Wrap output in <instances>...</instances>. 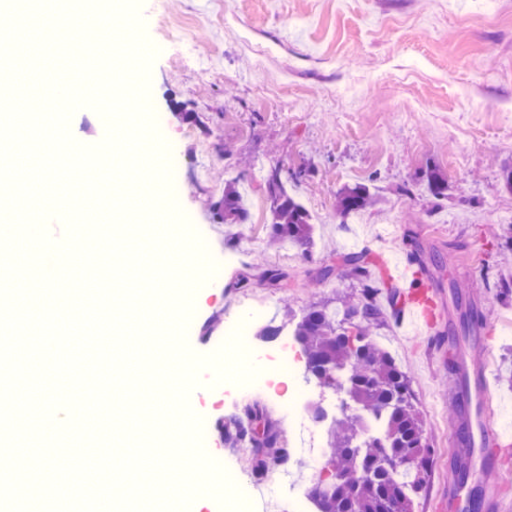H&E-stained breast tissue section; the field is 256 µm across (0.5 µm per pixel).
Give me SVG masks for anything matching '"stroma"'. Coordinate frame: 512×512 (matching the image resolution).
<instances>
[{"instance_id": "1", "label": "stroma", "mask_w": 512, "mask_h": 512, "mask_svg": "<svg viewBox=\"0 0 512 512\" xmlns=\"http://www.w3.org/2000/svg\"><path fill=\"white\" fill-rule=\"evenodd\" d=\"M138 15L155 53L151 121L182 164L178 190L166 193L163 207L189 231L197 257L223 268L190 292L189 351L217 354L226 312L252 319L253 352L244 362L261 379L256 397L281 437H290L285 394L271 390L273 362L292 339L284 313L298 317L355 293L349 279L317 276L344 254L365 248L376 261L396 263L414 248L433 255L429 276L441 290L428 332L412 334L384 294L373 331L408 374L434 449L415 512H448V487L465 454L451 442L448 340L462 338L463 320L480 312L490 315V411L502 431L497 465L483 484L499 486L504 512H512V383L504 378L512 296L491 287L512 280V191L501 172L512 166V0L480 8L475 0H138ZM187 112L198 122L185 121ZM277 166L288 169L293 196L313 217L311 255L267 239L262 177ZM432 167L447 181L438 199L427 190ZM230 181L252 200L247 223L215 216ZM355 183L376 200L364 211L367 223L345 224L336 194ZM266 268L286 272L287 281L262 283ZM257 302L267 312L255 319ZM271 322L282 332L267 342L260 331ZM243 402L213 366L199 370L188 398L216 426L206 455L240 485L254 480L251 455L225 444L217 426Z\"/></svg>"}]
</instances>
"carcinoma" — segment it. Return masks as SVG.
Returning a JSON list of instances; mask_svg holds the SVG:
<instances>
[{
  "mask_svg": "<svg viewBox=\"0 0 512 512\" xmlns=\"http://www.w3.org/2000/svg\"><path fill=\"white\" fill-rule=\"evenodd\" d=\"M262 181L269 237L309 253L314 245L312 217L288 192L283 169L268 171ZM372 202L370 188L355 184L340 191L337 209L345 217ZM215 215L226 224L248 221L249 210L235 186L224 188ZM341 267L359 288L357 298L342 300L336 308L325 302L313 304L293 328L308 374L323 386L342 389L356 410L334 420L327 437L333 449L330 473L314 481L307 495L316 512H413L414 500L432 469L430 441L409 377L369 335L380 318L377 296L382 283L375 276L374 260L365 251L352 252L343 257ZM363 418L381 420L382 432L361 438ZM219 431L225 443L246 440L261 453L253 464L258 478L267 465L286 461L290 455L258 400L246 405L233 424L219 426Z\"/></svg>",
  "mask_w": 512,
  "mask_h": 512,
  "instance_id": "carcinoma-1",
  "label": "carcinoma"
}]
</instances>
